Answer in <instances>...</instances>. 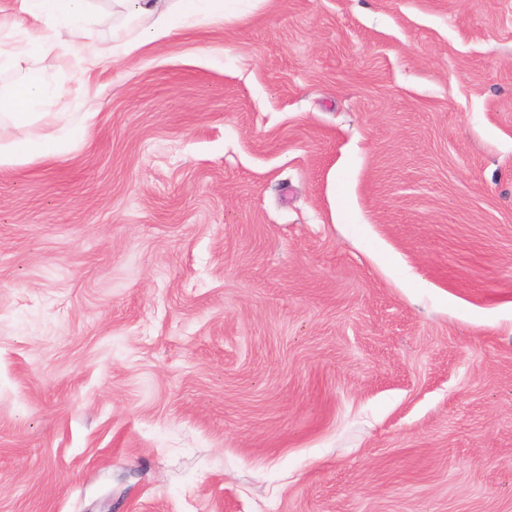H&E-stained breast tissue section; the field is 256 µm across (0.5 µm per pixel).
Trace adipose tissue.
Here are the masks:
<instances>
[{"label": "adipose tissue", "mask_w": 512, "mask_h": 512, "mask_svg": "<svg viewBox=\"0 0 512 512\" xmlns=\"http://www.w3.org/2000/svg\"><path fill=\"white\" fill-rule=\"evenodd\" d=\"M90 0H18L20 15L41 22L52 31H67L79 36L89 16ZM116 7L133 19L142 44L169 37L183 26L198 22L222 23L227 13L226 0H114ZM27 48L18 43L0 49V68L21 70L20 80L7 92H0V120L16 126L30 125L42 109H49L56 122H63L71 103L61 86L50 76L51 63L38 70H24Z\"/></svg>", "instance_id": "ef3b65f1"}]
</instances>
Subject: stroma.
Here are the masks:
<instances>
[{
	"label": "stroma",
	"mask_w": 512,
	"mask_h": 512,
	"mask_svg": "<svg viewBox=\"0 0 512 512\" xmlns=\"http://www.w3.org/2000/svg\"><path fill=\"white\" fill-rule=\"evenodd\" d=\"M0 166V512H512V0H241Z\"/></svg>",
	"instance_id": "35a3bbf8"
}]
</instances>
